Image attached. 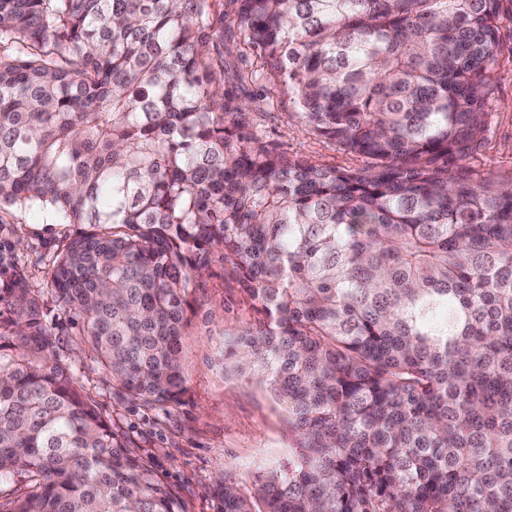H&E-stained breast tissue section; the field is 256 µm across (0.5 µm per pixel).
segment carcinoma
<instances>
[{"label":"carcinoma","mask_w":512,"mask_h":512,"mask_svg":"<svg viewBox=\"0 0 512 512\" xmlns=\"http://www.w3.org/2000/svg\"><path fill=\"white\" fill-rule=\"evenodd\" d=\"M503 0H0V229L88 230L34 288L0 237V512H187L81 383L48 301L146 405L187 391L193 277L213 251L256 319L224 361L265 385L288 462L217 512H512V181L481 140ZM288 106L338 168L264 143ZM238 42L237 29L232 25H226L224 29V60L226 68L224 70V83L226 87L232 88L233 91L243 100L248 101L252 96L259 92V86L247 83L240 85L234 78L235 70L241 66L238 55L236 43Z\"/></svg>","instance_id":"obj_1"}]
</instances>
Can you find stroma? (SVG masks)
I'll return each instance as SVG.
<instances>
[{
	"label": "stroma",
	"instance_id": "35a3bbf8",
	"mask_svg": "<svg viewBox=\"0 0 512 512\" xmlns=\"http://www.w3.org/2000/svg\"><path fill=\"white\" fill-rule=\"evenodd\" d=\"M501 50L489 75L493 88L485 110L487 129L468 163L482 174L512 179V9L503 8ZM245 119L264 141L291 155L336 167H361L365 161L333 143L302 131L286 111L248 112ZM16 255L33 287L50 285L52 263L63 239L82 230L53 223L49 214L11 209ZM191 309L184 330L182 365L188 391L180 403L146 407L111 392V379L78 349L77 326L52 308L44 324L54 329L60 348L74 357L82 382L139 457L170 486L187 512H216L215 490L225 477L252 482L256 473L287 461L292 435L273 394L226 368L224 332L251 324L255 314L221 253H213L203 276L189 291Z\"/></svg>",
	"mask_w": 512,
	"mask_h": 512
}]
</instances>
